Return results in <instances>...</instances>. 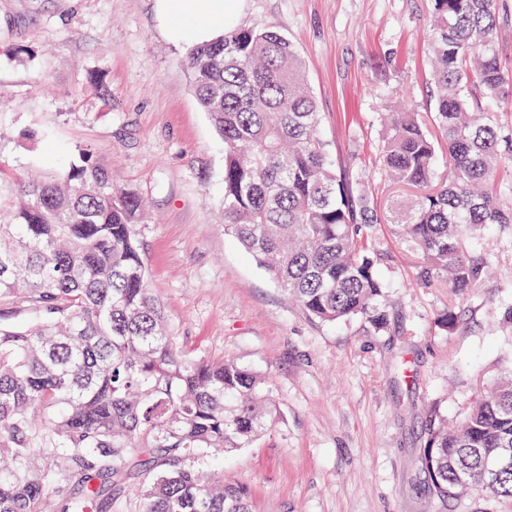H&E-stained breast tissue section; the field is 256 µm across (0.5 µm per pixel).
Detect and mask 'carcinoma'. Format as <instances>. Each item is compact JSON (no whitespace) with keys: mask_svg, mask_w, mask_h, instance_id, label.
<instances>
[{"mask_svg":"<svg viewBox=\"0 0 512 512\" xmlns=\"http://www.w3.org/2000/svg\"><path fill=\"white\" fill-rule=\"evenodd\" d=\"M498 0H433L434 112H390L380 145L407 190L388 223L425 286L448 284V314L484 281L482 228L512 237L496 185L512 126L482 100L512 89L497 43ZM201 108L224 138V233L283 292L326 323L387 325L381 215L367 176L336 171L300 54L273 29L237 28L186 57ZM448 174L436 168L437 148ZM0 211V301L34 322L0 323V512H249V492L203 468L248 447L275 418L268 377L178 346L147 285L133 190L86 156L54 179L21 180ZM512 359L461 424L433 412L421 463L442 499L481 490L512 501ZM44 457L43 467L33 465Z\"/></svg>","mask_w":512,"mask_h":512,"instance_id":"cac0c4a2","label":"carcinoma"}]
</instances>
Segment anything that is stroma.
<instances>
[{
	"label": "stroma",
	"mask_w": 512,
	"mask_h": 512,
	"mask_svg": "<svg viewBox=\"0 0 512 512\" xmlns=\"http://www.w3.org/2000/svg\"><path fill=\"white\" fill-rule=\"evenodd\" d=\"M242 28L298 49L341 173H366L380 209L383 112H429L432 0H245ZM188 47L158 33L154 0H0V188L56 175L90 150L144 200L134 232L148 287L179 346L271 379L277 418L218 458L252 512H512L472 492L438 499L421 470L433 410L459 423L512 355V238L487 226L493 273L441 326L447 288L424 287L390 225L388 324L311 318L224 233V141L195 96Z\"/></svg>",
	"instance_id": "35a3bbf8"
}]
</instances>
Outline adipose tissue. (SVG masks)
Masks as SVG:
<instances>
[{
  "label": "adipose tissue",
  "instance_id": "adipose-tissue-1",
  "mask_svg": "<svg viewBox=\"0 0 512 512\" xmlns=\"http://www.w3.org/2000/svg\"><path fill=\"white\" fill-rule=\"evenodd\" d=\"M244 0H155L160 36L181 46L215 40L231 26Z\"/></svg>",
  "mask_w": 512,
  "mask_h": 512
}]
</instances>
